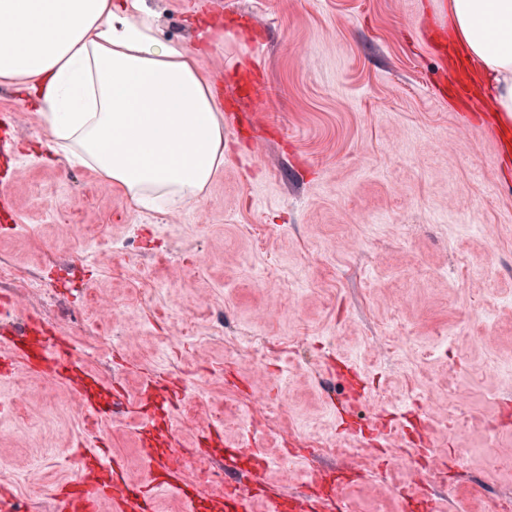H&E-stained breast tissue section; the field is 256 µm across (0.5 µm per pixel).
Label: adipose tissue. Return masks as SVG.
<instances>
[{
    "mask_svg": "<svg viewBox=\"0 0 512 512\" xmlns=\"http://www.w3.org/2000/svg\"><path fill=\"white\" fill-rule=\"evenodd\" d=\"M448 31L512 123V0H448ZM0 80L44 117L54 153L131 206L174 210L224 165L214 79L161 41L145 0H0Z\"/></svg>",
    "mask_w": 512,
    "mask_h": 512,
    "instance_id": "ef3b65f1",
    "label": "adipose tissue"
}]
</instances>
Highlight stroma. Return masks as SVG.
Listing matches in <instances>:
<instances>
[{
	"label": "stroma",
	"instance_id": "35a3bbf8",
	"mask_svg": "<svg viewBox=\"0 0 512 512\" xmlns=\"http://www.w3.org/2000/svg\"><path fill=\"white\" fill-rule=\"evenodd\" d=\"M147 0L158 37L197 55L225 85L254 75L264 97L236 108L259 120L254 139L224 129V166L200 198L137 211L111 182L50 148L46 122L0 82V124L17 112L13 152L0 153V194L15 221L0 230V294L39 288L41 305L0 309V325L57 313L73 359L93 374V403L123 395L126 413L75 414L20 395L0 369V485L27 512H51L76 480L75 445L119 463L128 482L150 470L155 429L141 395L174 385L172 424L209 457L243 443L287 469L263 475L307 492L313 467L339 474L348 512H409L370 460L310 453L303 436L405 451L393 462L413 485L419 453L448 451L456 512H488L512 494V176L489 125H463L442 56L446 0ZM107 300L104 311L93 299ZM279 345L275 359L238 360L239 339ZM264 397L275 427L248 426ZM454 398L476 422L442 431ZM210 404L208 425L186 412ZM486 419L502 420L499 430Z\"/></svg>",
	"mask_w": 512,
	"mask_h": 512
}]
</instances>
